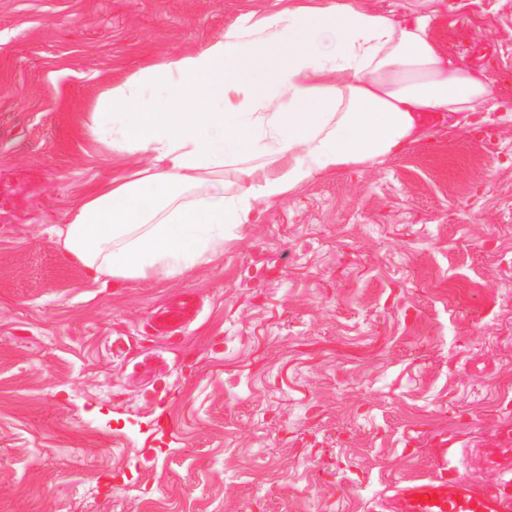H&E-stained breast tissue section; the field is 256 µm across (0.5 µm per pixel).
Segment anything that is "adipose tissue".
I'll return each instance as SVG.
<instances>
[{"label":"adipose tissue","mask_w":512,"mask_h":512,"mask_svg":"<svg viewBox=\"0 0 512 512\" xmlns=\"http://www.w3.org/2000/svg\"><path fill=\"white\" fill-rule=\"evenodd\" d=\"M431 30L430 15L398 21L356 0H276L113 81L85 127L108 152L150 164L90 188L52 234L96 281L184 273L223 255L259 205L383 163L429 117L491 121L492 88Z\"/></svg>","instance_id":"1"}]
</instances>
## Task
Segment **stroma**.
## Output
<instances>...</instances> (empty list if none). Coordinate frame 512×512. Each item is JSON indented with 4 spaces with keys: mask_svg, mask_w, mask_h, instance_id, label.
<instances>
[{
    "mask_svg": "<svg viewBox=\"0 0 512 512\" xmlns=\"http://www.w3.org/2000/svg\"><path fill=\"white\" fill-rule=\"evenodd\" d=\"M273 2L0 0V512H113V466L146 457L182 512H369L512 438V120L425 122L186 275L95 282L55 242L141 164L83 130L113 75ZM358 3L432 14L512 110V0Z\"/></svg>",
    "mask_w": 512,
    "mask_h": 512,
    "instance_id": "1",
    "label": "stroma"
}]
</instances>
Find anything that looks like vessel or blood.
I'll use <instances>...</instances> for the list:
<instances>
[{
	"instance_id": "b4317fda",
	"label": "vessel or blood",
	"mask_w": 512,
	"mask_h": 512,
	"mask_svg": "<svg viewBox=\"0 0 512 512\" xmlns=\"http://www.w3.org/2000/svg\"><path fill=\"white\" fill-rule=\"evenodd\" d=\"M374 512H512V445L447 448L432 472L388 486Z\"/></svg>"
}]
</instances>
